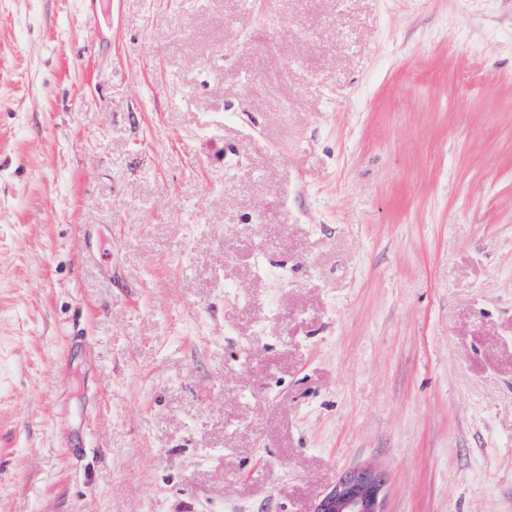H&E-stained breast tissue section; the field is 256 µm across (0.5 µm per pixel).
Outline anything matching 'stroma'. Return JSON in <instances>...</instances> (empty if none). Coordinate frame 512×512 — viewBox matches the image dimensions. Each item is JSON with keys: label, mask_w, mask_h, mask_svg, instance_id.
Returning <instances> with one entry per match:
<instances>
[{"label": "stroma", "mask_w": 512, "mask_h": 512, "mask_svg": "<svg viewBox=\"0 0 512 512\" xmlns=\"http://www.w3.org/2000/svg\"><path fill=\"white\" fill-rule=\"evenodd\" d=\"M364 466L512 512V0H0V512Z\"/></svg>", "instance_id": "35a3bbf8"}]
</instances>
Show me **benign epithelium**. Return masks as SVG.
Instances as JSON below:
<instances>
[{
  "instance_id": "1",
  "label": "benign epithelium",
  "mask_w": 512,
  "mask_h": 512,
  "mask_svg": "<svg viewBox=\"0 0 512 512\" xmlns=\"http://www.w3.org/2000/svg\"><path fill=\"white\" fill-rule=\"evenodd\" d=\"M386 483L382 470L352 468L319 499L314 512H383L380 495Z\"/></svg>"
}]
</instances>
